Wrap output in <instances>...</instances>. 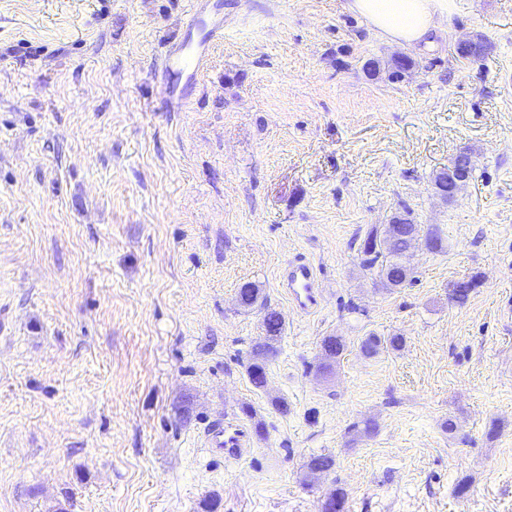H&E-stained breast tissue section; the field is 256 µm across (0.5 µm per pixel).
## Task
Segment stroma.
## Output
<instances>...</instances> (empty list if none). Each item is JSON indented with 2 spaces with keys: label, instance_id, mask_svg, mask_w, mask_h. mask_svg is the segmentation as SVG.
I'll use <instances>...</instances> for the list:
<instances>
[{
  "label": "stroma",
  "instance_id": "35a3bbf8",
  "mask_svg": "<svg viewBox=\"0 0 512 512\" xmlns=\"http://www.w3.org/2000/svg\"><path fill=\"white\" fill-rule=\"evenodd\" d=\"M347 3L209 0L224 38L175 100L188 0H0V512H322L337 489L343 512H512V0H463L421 48ZM474 33L489 55L459 58ZM405 213L443 248L385 288L358 248ZM220 416L241 459L203 443ZM473 166L474 164L470 154L467 152H460L448 165V169L443 170L444 176L439 172L434 177V186L440 193V196L448 200V197L441 195L446 192L448 193V190L451 187L448 180L454 184L457 192L465 186L467 184L469 172ZM283 288L299 310L309 313L319 307L321 294L314 266L303 257H296L284 269ZM263 324L266 331L265 343L258 342L253 347V362L248 366V376L254 386H264L266 382L267 364L270 361L269 355L275 354V348L272 344L280 335L283 323L279 314L275 312L267 313L264 317Z\"/></svg>",
  "mask_w": 512,
  "mask_h": 512
}]
</instances>
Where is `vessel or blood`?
Here are the masks:
<instances>
[{"instance_id":"1","label":"vessel or blood","mask_w":512,"mask_h":512,"mask_svg":"<svg viewBox=\"0 0 512 512\" xmlns=\"http://www.w3.org/2000/svg\"><path fill=\"white\" fill-rule=\"evenodd\" d=\"M200 2L190 0L187 33L167 54L165 72L170 79L190 81L197 78L206 66L209 46L224 35L220 22L209 18L201 9ZM282 285L299 310L309 313L318 308L321 294L316 270L305 258L298 257L288 263L283 272ZM204 442L206 447L236 459L246 446L245 432L225 424L219 418L205 430Z\"/></svg>"}]
</instances>
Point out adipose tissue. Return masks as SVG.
<instances>
[{
	"label": "adipose tissue",
	"instance_id": "ef3b65f1",
	"mask_svg": "<svg viewBox=\"0 0 512 512\" xmlns=\"http://www.w3.org/2000/svg\"><path fill=\"white\" fill-rule=\"evenodd\" d=\"M348 8L383 39L414 46L456 14L458 0H349Z\"/></svg>",
	"mask_w": 512,
	"mask_h": 512
}]
</instances>
